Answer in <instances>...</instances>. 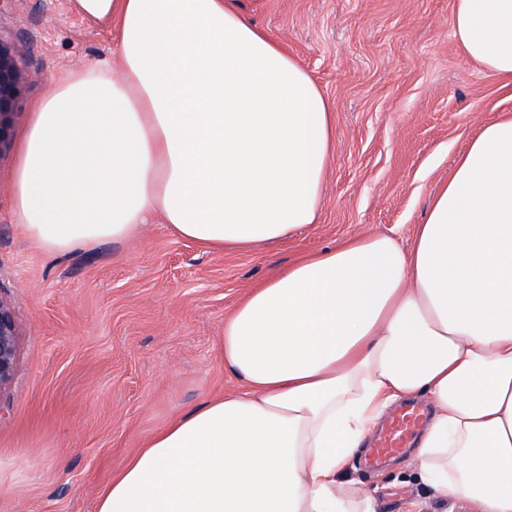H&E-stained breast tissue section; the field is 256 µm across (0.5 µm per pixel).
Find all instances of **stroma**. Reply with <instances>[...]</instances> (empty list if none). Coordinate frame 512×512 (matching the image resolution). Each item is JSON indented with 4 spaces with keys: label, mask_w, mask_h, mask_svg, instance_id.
Masks as SVG:
<instances>
[{
    "label": "stroma",
    "mask_w": 512,
    "mask_h": 512,
    "mask_svg": "<svg viewBox=\"0 0 512 512\" xmlns=\"http://www.w3.org/2000/svg\"><path fill=\"white\" fill-rule=\"evenodd\" d=\"M332 102L336 137L316 224L257 250L206 252L154 217L132 237L50 254L14 217L15 149L0 154V296L15 311L18 374L0 394V512H96L147 436L237 387L224 317L300 253L366 233L410 239L479 128L512 113V83L453 36V0H233ZM0 39L25 78L15 127L61 73L111 59L112 31L68 0H5ZM350 476L381 512L448 509L403 448Z\"/></svg>",
    "instance_id": "obj_1"
}]
</instances>
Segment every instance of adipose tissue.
<instances>
[{
	"mask_svg": "<svg viewBox=\"0 0 512 512\" xmlns=\"http://www.w3.org/2000/svg\"><path fill=\"white\" fill-rule=\"evenodd\" d=\"M114 30L17 141L14 214L45 250L126 238L152 215L207 251L315 223L333 107L228 0H71ZM453 34L512 78V0H454ZM239 385L153 433L97 512H377L345 478L395 403L431 406L412 455L441 502L512 512V115L458 159L411 244L305 254L224 319Z\"/></svg>",
	"mask_w": 512,
	"mask_h": 512,
	"instance_id": "adipose-tissue-1",
	"label": "adipose tissue"
}]
</instances>
